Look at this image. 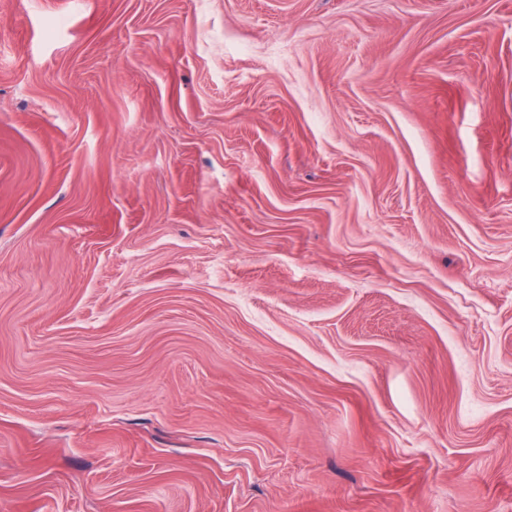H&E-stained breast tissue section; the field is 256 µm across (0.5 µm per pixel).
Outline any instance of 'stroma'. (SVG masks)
Masks as SVG:
<instances>
[{"label": "stroma", "mask_w": 512, "mask_h": 512, "mask_svg": "<svg viewBox=\"0 0 512 512\" xmlns=\"http://www.w3.org/2000/svg\"><path fill=\"white\" fill-rule=\"evenodd\" d=\"M0 512H512V0H0Z\"/></svg>", "instance_id": "obj_1"}]
</instances>
